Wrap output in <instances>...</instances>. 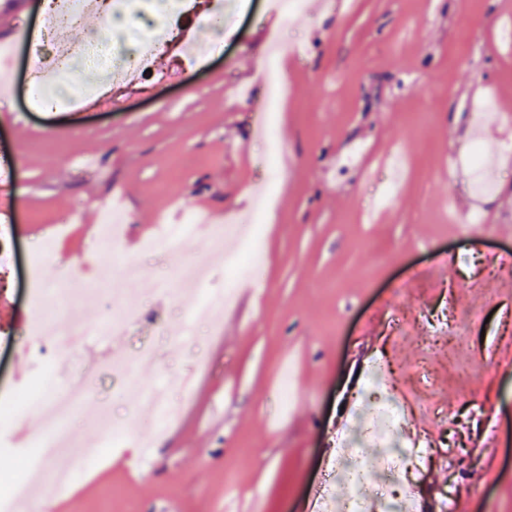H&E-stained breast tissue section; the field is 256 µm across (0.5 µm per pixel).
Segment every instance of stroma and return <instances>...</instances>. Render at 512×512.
<instances>
[{"instance_id":"35a3bbf8","label":"stroma","mask_w":512,"mask_h":512,"mask_svg":"<svg viewBox=\"0 0 512 512\" xmlns=\"http://www.w3.org/2000/svg\"><path fill=\"white\" fill-rule=\"evenodd\" d=\"M288 2L234 0L224 47L206 65L154 58L174 83H149L116 107L77 111L63 97L40 112L29 47L16 36L41 28L43 0H0V44L14 43L16 61V91L0 98V244L24 254L54 239L39 276L47 289L76 282L94 292L105 267H134L146 312L112 345L57 346L65 369L45 375L26 351L27 291L0 269V392L38 374L50 391L84 382L93 392L71 419L75 445L97 439L91 416L107 408L124 443L148 446L141 471L104 452L49 506L22 498L24 512H304L378 356L433 444L418 512H512V264L499 260L512 253V157L487 136L500 166L488 193L474 190L465 164L471 91L512 87V45L500 36L512 0H307L301 13ZM263 23L281 35L277 70L289 89L273 130L286 157L278 167L258 133L269 96L257 79L270 50ZM293 42L305 53L293 55ZM244 85L246 107L232 95ZM452 159L460 169L450 179ZM267 193L250 256L235 238L219 252L196 237L174 255L141 248L184 207L221 224ZM451 194L488 231L449 224ZM108 202L135 230L102 251ZM161 278L172 287L165 297L153 292ZM228 287L237 297L226 313L194 342L174 343L204 293ZM142 340L156 345L147 364L133 360ZM113 357L128 362L125 382L101 376ZM188 374L181 419L156 435L152 408L129 405L125 383ZM286 376L296 399L283 407Z\"/></svg>"}]
</instances>
